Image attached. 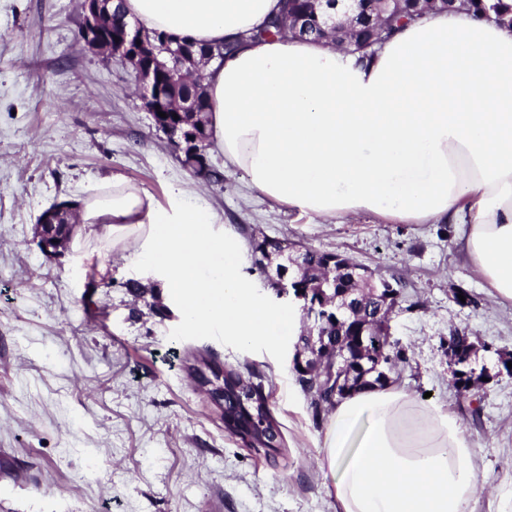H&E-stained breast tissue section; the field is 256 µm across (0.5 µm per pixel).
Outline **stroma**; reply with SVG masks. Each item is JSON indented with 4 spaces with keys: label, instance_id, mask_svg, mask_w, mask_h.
Wrapping results in <instances>:
<instances>
[{
    "label": "stroma",
    "instance_id": "35a3bbf8",
    "mask_svg": "<svg viewBox=\"0 0 512 512\" xmlns=\"http://www.w3.org/2000/svg\"><path fill=\"white\" fill-rule=\"evenodd\" d=\"M81 3L0 0V512H336L320 466L325 424L296 382L293 340L244 346L187 327L166 280L84 229L56 255L41 249L39 216L115 172L159 203L175 189L206 204L268 303L276 298L254 265V236L338 252L401 280L391 338L409 363L392 383L431 394L462 422L480 459L468 512H512V376L500 364L512 355V305L461 261L454 225L305 214L251 189L214 146L224 184L201 183L134 96L132 68L85 45ZM130 280L144 298L126 292ZM459 291L473 304L459 305ZM454 328L476 345L484 382L470 392L452 382ZM205 359L260 376L282 453L256 456L225 431L195 371Z\"/></svg>",
    "mask_w": 512,
    "mask_h": 512
}]
</instances>
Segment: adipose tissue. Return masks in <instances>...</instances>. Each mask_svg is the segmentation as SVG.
Returning a JSON list of instances; mask_svg holds the SVG:
<instances>
[{
    "label": "adipose tissue",
    "mask_w": 512,
    "mask_h": 512,
    "mask_svg": "<svg viewBox=\"0 0 512 512\" xmlns=\"http://www.w3.org/2000/svg\"><path fill=\"white\" fill-rule=\"evenodd\" d=\"M279 0H123L150 30L216 45L260 27ZM209 127L251 188L323 219L375 213L447 222L491 294L512 304V28L465 12L432 15L366 63L331 44L281 36L209 63ZM77 222L113 245L144 236L187 325L274 344L295 310L270 308L238 271V246L200 204L160 205L115 173L87 190ZM478 455L443 404L395 386L331 410L321 469L336 512H467Z\"/></svg>",
    "instance_id": "ef3b65f1"
}]
</instances>
